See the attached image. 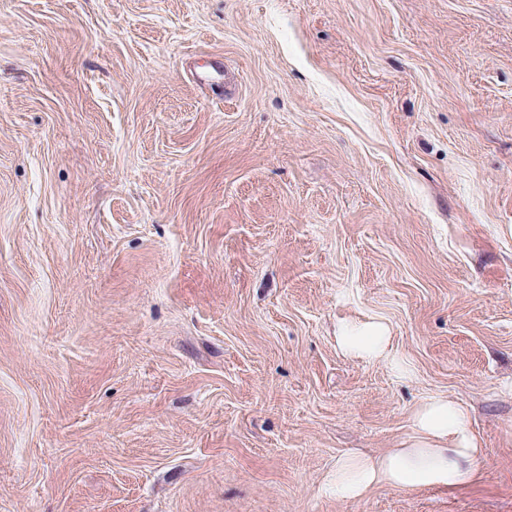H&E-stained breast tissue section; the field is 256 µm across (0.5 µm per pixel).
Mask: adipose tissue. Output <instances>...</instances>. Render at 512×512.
Instances as JSON below:
<instances>
[{"label": "adipose tissue", "mask_w": 512, "mask_h": 512, "mask_svg": "<svg viewBox=\"0 0 512 512\" xmlns=\"http://www.w3.org/2000/svg\"><path fill=\"white\" fill-rule=\"evenodd\" d=\"M388 327L377 320L340 323L336 344L345 355L385 362L408 374L409 363L395 356ZM484 463L465 406L445 397L427 399L413 415V432L402 447L381 455L349 452L337 458L323 485L324 493L355 501L378 485L402 491L426 487L455 488L471 483Z\"/></svg>", "instance_id": "obj_1"}]
</instances>
